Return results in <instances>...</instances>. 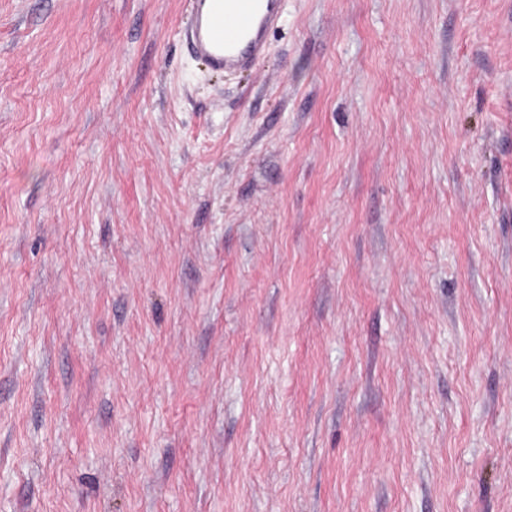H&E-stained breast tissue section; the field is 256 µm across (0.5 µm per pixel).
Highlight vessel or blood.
Here are the masks:
<instances>
[{"instance_id": "vessel-or-blood-1", "label": "vessel or blood", "mask_w": 512, "mask_h": 512, "mask_svg": "<svg viewBox=\"0 0 512 512\" xmlns=\"http://www.w3.org/2000/svg\"><path fill=\"white\" fill-rule=\"evenodd\" d=\"M191 50L216 71L251 69L268 49L280 21L281 0H194Z\"/></svg>"}]
</instances>
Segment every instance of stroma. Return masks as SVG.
I'll use <instances>...</instances> for the list:
<instances>
[{
	"mask_svg": "<svg viewBox=\"0 0 512 512\" xmlns=\"http://www.w3.org/2000/svg\"><path fill=\"white\" fill-rule=\"evenodd\" d=\"M0 0V512H512V0ZM188 30L192 53L216 71L251 69L268 49L280 21L281 0H194Z\"/></svg>",
	"mask_w": 512,
	"mask_h": 512,
	"instance_id": "1",
	"label": "stroma"
}]
</instances>
